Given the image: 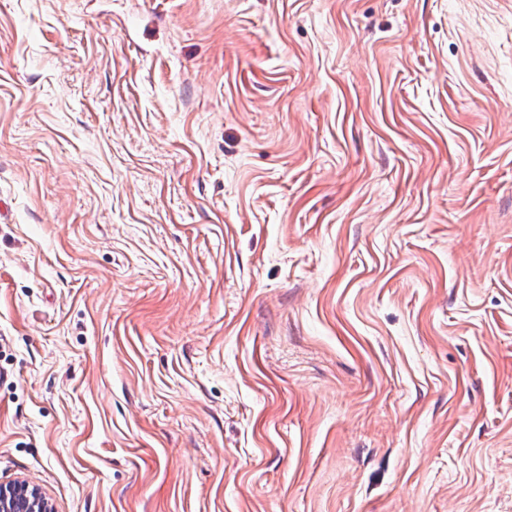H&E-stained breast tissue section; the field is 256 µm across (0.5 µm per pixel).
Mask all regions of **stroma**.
<instances>
[{
  "label": "stroma",
  "mask_w": 512,
  "mask_h": 512,
  "mask_svg": "<svg viewBox=\"0 0 512 512\" xmlns=\"http://www.w3.org/2000/svg\"><path fill=\"white\" fill-rule=\"evenodd\" d=\"M13 481L512 512V0H0Z\"/></svg>",
  "instance_id": "stroma-1"
}]
</instances>
